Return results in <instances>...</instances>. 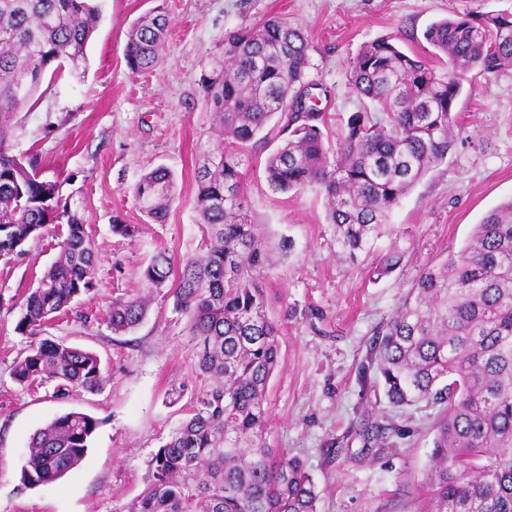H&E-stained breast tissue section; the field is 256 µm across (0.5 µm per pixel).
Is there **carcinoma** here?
Segmentation results:
<instances>
[{
	"mask_svg": "<svg viewBox=\"0 0 512 512\" xmlns=\"http://www.w3.org/2000/svg\"><path fill=\"white\" fill-rule=\"evenodd\" d=\"M100 16L93 0H0V258L22 252L51 224L66 226L59 254L21 305L16 330L31 338L13 361L21 386L58 393L94 391L100 358L43 337L56 318L94 287L97 263L87 225L41 180L34 158L13 153L12 128L44 77L86 63ZM168 29L160 11L135 22L125 58L139 73L162 61ZM434 63L411 57L390 37L363 46L350 85L378 111L355 112L326 145L327 113L311 105L309 43L302 29L270 17L224 36V70L203 84L224 145L196 174L201 254L174 269L158 251L135 296L112 299L105 322L116 335L139 326L154 295L173 283L174 310L202 375L212 379L147 461L148 481L128 512H317L318 492L302 461L266 444V392L280 363V329L266 312L259 275L274 248L245 211L239 155L260 138L280 139L265 162L271 190L316 187L327 222L351 255L391 237L369 272L398 269L409 233L392 212L448 158L459 134L457 99L469 74L495 77L512 67V13H466L431 23L423 34ZM274 128H269V124ZM134 197L147 222H165L175 179L164 166L145 173ZM389 404L439 408L430 466L414 512H512V199L490 210L465 244L424 269L378 333L370 357ZM100 421L70 411L31 437L21 481L37 487L84 459Z\"/></svg>",
	"mask_w": 512,
	"mask_h": 512,
	"instance_id": "obj_1",
	"label": "carcinoma"
}]
</instances>
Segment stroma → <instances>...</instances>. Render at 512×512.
<instances>
[{
  "label": "stroma",
  "instance_id": "obj_1",
  "mask_svg": "<svg viewBox=\"0 0 512 512\" xmlns=\"http://www.w3.org/2000/svg\"><path fill=\"white\" fill-rule=\"evenodd\" d=\"M100 21L85 69L67 71L14 131L19 152L35 156L42 178L60 183L85 220L98 255L91 292L77 317L46 337L95 352L107 379L95 392L53 395L12 377L29 340L16 330L22 295L55 260L59 231L0 259V512H125L145 487L146 461L187 416L209 381L195 366L187 319L157 295L146 319L115 335L103 321L113 298L136 294L157 250L174 263L200 251L195 172L214 151L202 80L224 64L225 32L278 16L309 42V81L338 130L365 106L350 87L349 61L365 44L390 35L411 56L424 55L434 21L475 10L512 12V0H97ZM163 8L169 34L163 62L131 72L124 48L132 24ZM463 126L445 163L402 200L392 224L410 233L403 266L379 281L373 255L349 257L326 220L316 188L275 193L266 182L269 144L241 156L247 211L272 241L291 248L259 280L267 312L279 325L280 364L268 386L269 447L303 460L319 491L317 512H413L416 484L429 463L436 412L390 406L368 371L377 330L402 303L420 272L460 248L474 224L512 198V69L476 77L461 94ZM170 169L176 199L165 223H146L133 189L158 166ZM138 224L134 238L114 235L113 217ZM81 411L97 419L81 464L60 480L22 486L23 455L35 431ZM384 426L364 443V424Z\"/></svg>",
  "mask_w": 512,
  "mask_h": 512
}]
</instances>
